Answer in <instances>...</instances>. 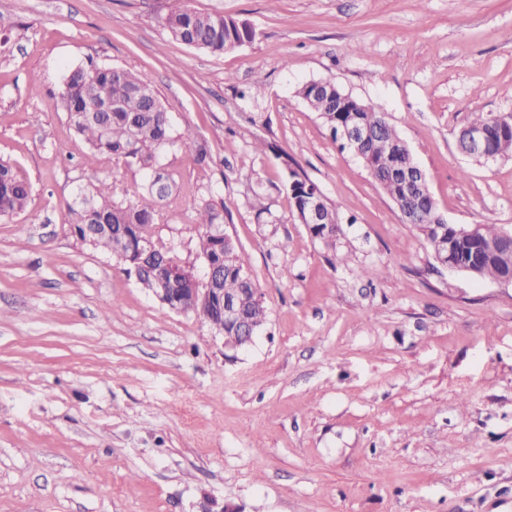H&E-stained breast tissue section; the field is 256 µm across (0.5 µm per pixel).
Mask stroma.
Returning a JSON list of instances; mask_svg holds the SVG:
<instances>
[{"instance_id":"1","label":"stroma","mask_w":512,"mask_h":512,"mask_svg":"<svg viewBox=\"0 0 512 512\" xmlns=\"http://www.w3.org/2000/svg\"><path fill=\"white\" fill-rule=\"evenodd\" d=\"M183 7L255 37L187 46L163 25ZM0 16V160L32 186L0 218V512H512V287L437 263L296 95L329 80L380 103L448 223L512 226V159L457 148L474 113L512 114V0H0ZM91 61L136 71L206 144L203 166L163 153L186 193L158 221L193 263L194 198L223 200L268 310L247 347L71 236L78 188L105 179L126 202L145 181L57 105ZM291 169L338 208L335 251L294 212Z\"/></svg>"}]
</instances>
